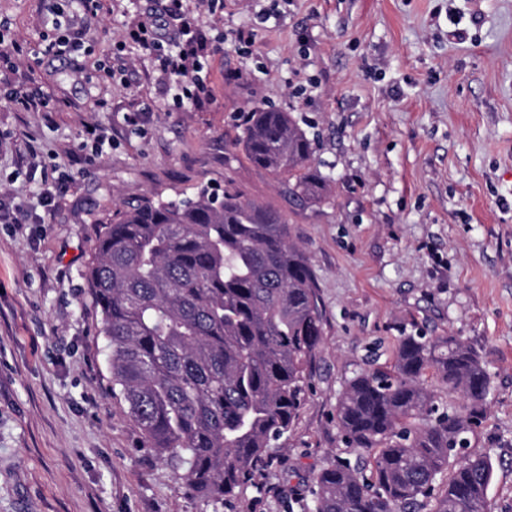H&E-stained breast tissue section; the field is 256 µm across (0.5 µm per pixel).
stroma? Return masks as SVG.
I'll return each mask as SVG.
<instances>
[{
  "mask_svg": "<svg viewBox=\"0 0 512 512\" xmlns=\"http://www.w3.org/2000/svg\"><path fill=\"white\" fill-rule=\"evenodd\" d=\"M57 2L0 0L9 39L53 38ZM100 5L73 20L81 50L0 67V206L25 217L0 223V512H212L113 397L85 270L124 202L228 177L285 214L325 325L273 465L223 512H305L322 466L365 461L337 396L417 327L480 353L490 392L469 451L493 463L488 512H512V0H224L202 17L213 97L179 109L159 61L120 46L154 0ZM14 90L51 94L53 112L16 111ZM256 105L306 132L324 202H288L235 146ZM92 127L111 139L95 157Z\"/></svg>",
  "mask_w": 512,
  "mask_h": 512,
  "instance_id": "stroma-1",
  "label": "stroma"
}]
</instances>
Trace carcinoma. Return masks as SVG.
I'll return each instance as SVG.
<instances>
[{"label": "carcinoma", "instance_id": "cac0c4a2", "mask_svg": "<svg viewBox=\"0 0 512 512\" xmlns=\"http://www.w3.org/2000/svg\"><path fill=\"white\" fill-rule=\"evenodd\" d=\"M236 145L289 198L317 205L327 193L311 141L291 113L255 107ZM102 315L112 391L158 455L213 512L272 464L268 448L306 401L325 322L309 260L285 215L202 187L180 200L142 197L101 224L87 268ZM430 375L468 402L458 412L425 386ZM490 377L455 336L416 329L391 364L349 378L336 400L340 457L308 488L310 512H487L493 467L467 451Z\"/></svg>", "mask_w": 512, "mask_h": 512}]
</instances>
